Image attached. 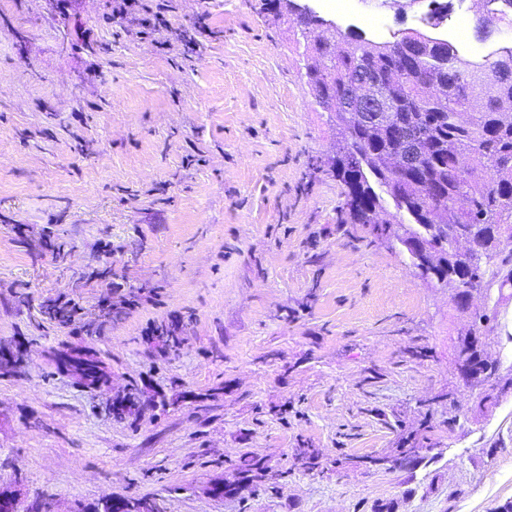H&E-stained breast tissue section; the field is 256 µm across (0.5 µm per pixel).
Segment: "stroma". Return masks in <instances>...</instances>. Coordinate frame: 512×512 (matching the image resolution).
I'll return each instance as SVG.
<instances>
[{
  "label": "stroma",
  "mask_w": 512,
  "mask_h": 512,
  "mask_svg": "<svg viewBox=\"0 0 512 512\" xmlns=\"http://www.w3.org/2000/svg\"><path fill=\"white\" fill-rule=\"evenodd\" d=\"M169 3L170 40L208 27L192 60L112 0H0V491L53 512L512 503V389L478 409L448 290L341 223L296 31L264 0ZM454 16L412 0L385 38L500 42ZM87 348L104 388L56 366ZM408 435L427 458L401 462Z\"/></svg>",
  "instance_id": "obj_1"
}]
</instances>
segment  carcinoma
I'll return each mask as SVG.
<instances>
[{"label": "carcinoma", "instance_id": "carcinoma-1", "mask_svg": "<svg viewBox=\"0 0 512 512\" xmlns=\"http://www.w3.org/2000/svg\"><path fill=\"white\" fill-rule=\"evenodd\" d=\"M301 31L304 54L314 58L304 77L314 102L334 110L350 85L370 78L386 106L377 121L364 112L337 110L336 164L348 224H366L374 235L400 244L418 274L451 290L455 307L469 316L455 352L479 375L477 407L495 402L501 363L486 353L484 328L495 319L473 309L474 295L512 301V48L490 68V84L476 98L470 62L447 41L408 33L376 43L361 34L328 28L314 14L293 13V0H278ZM482 22L512 16V0ZM413 155L401 166L392 158ZM393 223L378 215L388 204ZM474 242L472 255L460 249Z\"/></svg>", "mask_w": 512, "mask_h": 512}]
</instances>
